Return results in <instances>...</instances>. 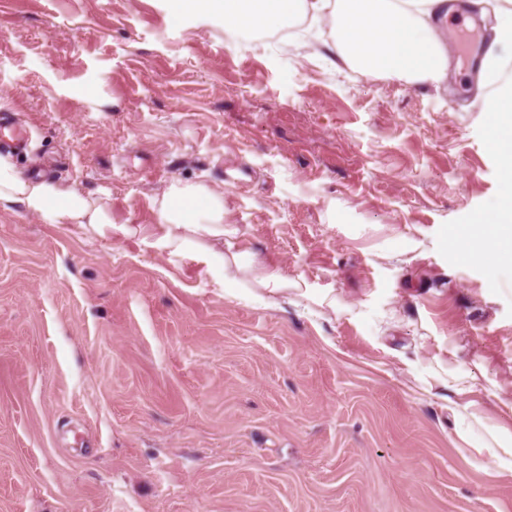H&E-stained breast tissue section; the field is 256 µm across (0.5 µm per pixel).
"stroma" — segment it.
I'll return each instance as SVG.
<instances>
[{
	"instance_id": "obj_1",
	"label": "stroma",
	"mask_w": 512,
	"mask_h": 512,
	"mask_svg": "<svg viewBox=\"0 0 512 512\" xmlns=\"http://www.w3.org/2000/svg\"><path fill=\"white\" fill-rule=\"evenodd\" d=\"M438 37L415 85L179 0H0L15 166L112 214L0 204V512H512L477 449L512 432V263L458 254L501 157L481 45ZM174 181L223 194L240 270L155 247ZM27 130L15 121H0V148L6 145L21 146L26 143Z\"/></svg>"
}]
</instances>
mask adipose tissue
Returning a JSON list of instances; mask_svg holds the SVG:
<instances>
[{
    "mask_svg": "<svg viewBox=\"0 0 512 512\" xmlns=\"http://www.w3.org/2000/svg\"><path fill=\"white\" fill-rule=\"evenodd\" d=\"M190 6L221 18L225 28L284 29L297 19H330L326 42L330 65L361 74L394 75L412 84L443 79L448 56L436 32L453 19L449 0H189ZM512 55V0H502L494 37L478 62L487 88L485 109L495 118L492 147L503 158L507 190L479 224L465 234V255L494 263L512 261V75L504 64ZM14 203L53 224H108L105 205L75 187L20 173L0 155V203ZM159 247L194 244L203 264L215 258L204 243L224 233V197L201 183H171L157 199Z\"/></svg>",
    "mask_w": 512,
    "mask_h": 512,
    "instance_id": "obj_1",
    "label": "adipose tissue"
}]
</instances>
